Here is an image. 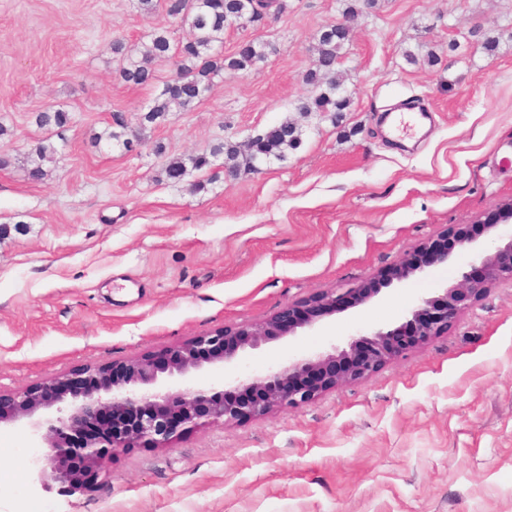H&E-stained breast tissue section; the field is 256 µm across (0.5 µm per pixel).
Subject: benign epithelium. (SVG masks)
I'll return each instance as SVG.
<instances>
[{
  "instance_id": "benign-epithelium-1",
  "label": "benign epithelium",
  "mask_w": 512,
  "mask_h": 512,
  "mask_svg": "<svg viewBox=\"0 0 512 512\" xmlns=\"http://www.w3.org/2000/svg\"><path fill=\"white\" fill-rule=\"evenodd\" d=\"M476 223L497 242L494 250L479 249L476 237L450 227L374 276L389 287L459 253L475 254L452 285L434 296L416 297L398 326H373L341 349L295 354L261 373L230 372L208 384L196 382L195 372L207 365L233 364L248 349L314 328L321 317L338 311L343 299L353 308L378 294L361 284L341 293L323 291L260 324L219 328L117 366L85 367L0 394V425L27 421L43 486L52 481L61 492L73 493L108 484L110 461L132 448H172L191 433L303 407L329 390L370 378L387 362L448 333L492 288L512 284V200L497 204L488 220ZM74 459L82 461L81 468L72 467Z\"/></svg>"
}]
</instances>
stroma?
Here are the masks:
<instances>
[{"label":"stroma","instance_id":"1","mask_svg":"<svg viewBox=\"0 0 512 512\" xmlns=\"http://www.w3.org/2000/svg\"><path fill=\"white\" fill-rule=\"evenodd\" d=\"M356 8L336 67L352 104L336 118L298 106L342 0H287L284 13L224 32L225 55L255 38L270 47L265 63L221 72L192 110L143 127L173 65L155 63L152 85L126 84L112 43L137 56L154 29L178 42L188 26L137 0H0V153L12 158L0 169V393L370 284L424 239L512 199V0ZM407 104L433 116L409 145L387 129ZM52 107L71 121L49 132L35 117ZM287 120L301 143L283 159L231 180L220 159L178 182L163 174L169 160L246 146ZM108 129L122 141L93 144ZM46 136L58 152L34 182L22 161ZM456 275L452 263L429 268L247 350L237 367L260 372L358 328L399 325L415 296ZM29 446L26 423L0 427V512H20L28 494ZM110 471L109 490L40 489L35 502L40 512H512V286L363 382L171 449H133Z\"/></svg>","mask_w":512,"mask_h":512}]
</instances>
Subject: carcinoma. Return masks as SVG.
Listing matches in <instances>:
<instances>
[{
    "label": "carcinoma",
    "mask_w": 512,
    "mask_h": 512,
    "mask_svg": "<svg viewBox=\"0 0 512 512\" xmlns=\"http://www.w3.org/2000/svg\"><path fill=\"white\" fill-rule=\"evenodd\" d=\"M164 5L168 16L189 26L191 38L173 45L167 31L155 29L141 57L123 58L119 69L123 81L147 86L156 80L152 68L154 61L174 60L173 81L180 84V89L173 92L169 85H164L153 105L139 116L142 126L164 120L173 106L183 111L191 110L209 88L214 75L222 71H246L263 62L267 55V44L253 40L243 42L233 55L224 56V30L235 25L245 29L270 14L278 15L286 9L280 0H249L247 3L241 0H164ZM347 41L349 38L340 32L321 34L316 60L306 75V83L315 89V94L302 102L299 111L319 115L329 112L334 115L349 110L351 96L340 94V82L336 80V61ZM68 122L69 114L61 108H49L36 115L37 125L47 130L62 129ZM299 143L296 126L284 122L252 138L246 164L251 166L262 159L280 160L284 158L286 150L297 147ZM55 152V147L44 139L31 145L27 154V176L30 180L39 182L48 176L43 162ZM239 154L237 146L219 142L207 154L169 161L164 174L168 180L180 181L186 175L187 168L202 170L211 164V159L220 156L224 157V168L236 172L239 169Z\"/></svg>",
    "instance_id": "cac0c4a2"
}]
</instances>
